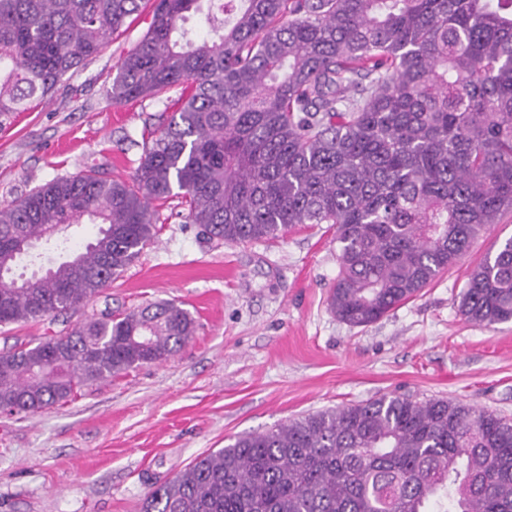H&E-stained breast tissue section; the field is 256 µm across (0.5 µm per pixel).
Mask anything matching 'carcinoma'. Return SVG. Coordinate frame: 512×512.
<instances>
[{"instance_id": "carcinoma-1", "label": "carcinoma", "mask_w": 512, "mask_h": 512, "mask_svg": "<svg viewBox=\"0 0 512 512\" xmlns=\"http://www.w3.org/2000/svg\"><path fill=\"white\" fill-rule=\"evenodd\" d=\"M150 3L112 102L180 86L128 180L98 168L0 206V327L80 307L138 257L157 210L227 243L335 226L330 310L368 326L512 213V0H0V125L47 101ZM99 225L74 259L14 269L63 231ZM512 321V237L460 304ZM172 302L92 315L0 351V409L34 413L166 360L194 335ZM143 512H512V422L459 400L382 394L240 435Z\"/></svg>"}]
</instances>
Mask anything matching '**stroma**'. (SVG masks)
Returning a JSON list of instances; mask_svg holds the SVG:
<instances>
[{
  "instance_id": "35a3bbf8",
  "label": "stroma",
  "mask_w": 512,
  "mask_h": 512,
  "mask_svg": "<svg viewBox=\"0 0 512 512\" xmlns=\"http://www.w3.org/2000/svg\"><path fill=\"white\" fill-rule=\"evenodd\" d=\"M141 13L50 100L0 126V204L91 166L127 179L165 99L112 103ZM335 228L300 224L278 237L227 243L162 209L153 242L81 311L0 328V349L57 336L83 317L160 300L194 317L167 360L84 388L72 401L0 413V512H143L148 484L175 477L239 434L384 393L450 398L512 420V321L475 326L460 313L469 271L512 237L491 225L430 286L382 319L352 327L328 309Z\"/></svg>"
}]
</instances>
